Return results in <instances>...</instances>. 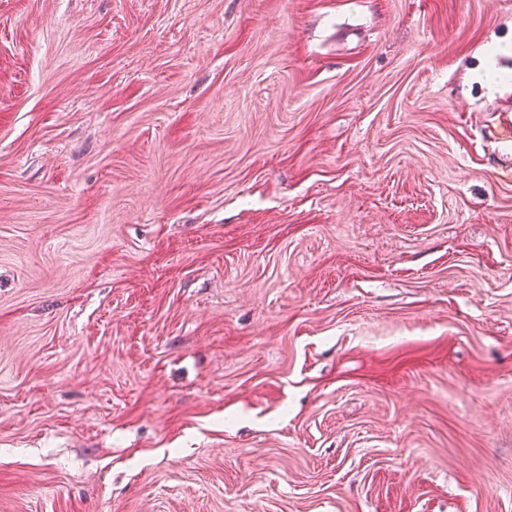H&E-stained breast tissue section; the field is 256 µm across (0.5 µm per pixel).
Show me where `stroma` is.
I'll return each mask as SVG.
<instances>
[{"instance_id": "stroma-1", "label": "stroma", "mask_w": 512, "mask_h": 512, "mask_svg": "<svg viewBox=\"0 0 512 512\" xmlns=\"http://www.w3.org/2000/svg\"><path fill=\"white\" fill-rule=\"evenodd\" d=\"M512 0H0V512H512Z\"/></svg>"}]
</instances>
